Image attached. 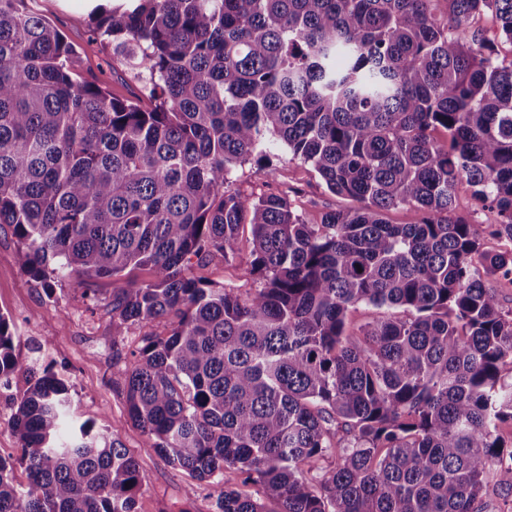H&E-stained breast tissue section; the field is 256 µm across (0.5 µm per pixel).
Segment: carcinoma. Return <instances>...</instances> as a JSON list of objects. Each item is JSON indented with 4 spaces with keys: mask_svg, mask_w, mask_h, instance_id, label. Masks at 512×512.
<instances>
[{
    "mask_svg": "<svg viewBox=\"0 0 512 512\" xmlns=\"http://www.w3.org/2000/svg\"><path fill=\"white\" fill-rule=\"evenodd\" d=\"M27 0H0V225L34 280L113 278L112 385L150 447L202 484L243 475L213 512H489L512 497V61L470 30L512 0H93L90 41L148 72L149 109L81 77L79 51ZM442 129L448 141L432 132ZM356 205L310 224L280 195L227 189L271 139ZM495 224L455 217L458 185ZM421 213L391 224L398 206ZM243 297L196 277L236 258ZM358 305L381 314L353 327ZM165 336L117 337L158 318ZM0 313V387L18 368ZM67 380L30 373L5 423L29 484L0 457V512H135L138 463L119 436L71 425ZM252 249V236L249 226L240 230L239 251L235 260L225 264L224 259L216 256L203 268L194 267L193 273L201 277L212 288L231 287L245 296L254 293L261 284L256 278L249 274Z\"/></svg>",
    "mask_w": 512,
    "mask_h": 512,
    "instance_id": "carcinoma-1",
    "label": "carcinoma"
}]
</instances>
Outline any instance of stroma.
I'll return each instance as SVG.
<instances>
[{"label": "stroma", "mask_w": 512, "mask_h": 512, "mask_svg": "<svg viewBox=\"0 0 512 512\" xmlns=\"http://www.w3.org/2000/svg\"><path fill=\"white\" fill-rule=\"evenodd\" d=\"M90 0H38L37 11L81 49L77 68L85 78L105 83L112 95L137 99L144 92L145 76L120 60H107L101 46L90 42L88 13ZM273 170L253 163L235 167L229 176L230 190L257 196L277 193L312 224L325 214L351 207L349 198L327 190L317 172L292 159L286 147L276 149ZM252 236L242 228L239 251L232 263L214 257L202 268H194L211 287H231L247 295L260 283L249 273ZM18 243L9 226L0 227V313L15 323L14 353L20 368L8 390L0 392V404L11 407L13 398L27 386L28 372L46 366L63 373L72 385V410L79 420L117 434L139 465L143 487L137 498V512H211L219 486L195 491L187 475L168 464L151 448L139 429L127 417L124 394L113 387L118 371L112 362L110 317L104 307H90L82 296L84 287L96 288L100 297L111 296L124 280H152L149 268L130 272L128 278H99L80 284L75 276L64 275L45 291L42 284L24 273L17 262Z\"/></svg>", "instance_id": "1"}]
</instances>
